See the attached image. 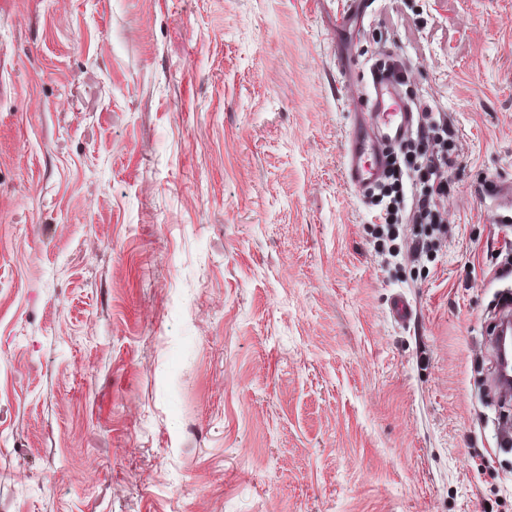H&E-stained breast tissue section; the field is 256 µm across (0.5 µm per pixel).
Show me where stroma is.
<instances>
[{
    "mask_svg": "<svg viewBox=\"0 0 512 512\" xmlns=\"http://www.w3.org/2000/svg\"><path fill=\"white\" fill-rule=\"evenodd\" d=\"M341 2L0 6V512H512V0ZM388 54L459 144L415 264L342 179ZM489 195H493L498 202L499 209L511 211V215H503L505 220H500L502 224H510L512 221V182L503 180H493L489 189L486 191Z\"/></svg>",
    "mask_w": 512,
    "mask_h": 512,
    "instance_id": "35a3bbf8",
    "label": "stroma"
}]
</instances>
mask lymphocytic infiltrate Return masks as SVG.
Returning <instances> with one entry per match:
<instances>
[{
  "label": "lymphocytic infiltrate",
  "mask_w": 512,
  "mask_h": 512,
  "mask_svg": "<svg viewBox=\"0 0 512 512\" xmlns=\"http://www.w3.org/2000/svg\"><path fill=\"white\" fill-rule=\"evenodd\" d=\"M419 120L393 151V160L378 191L383 205L377 215L382 242H392V229L404 225L403 254L417 261L429 257L447 234L444 200L452 190L453 133L442 113L430 105L418 109Z\"/></svg>",
  "instance_id": "obj_1"
}]
</instances>
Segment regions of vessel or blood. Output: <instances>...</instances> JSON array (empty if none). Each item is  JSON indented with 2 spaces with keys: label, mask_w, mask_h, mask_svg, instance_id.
<instances>
[{
  "label": "vessel or blood",
  "mask_w": 512,
  "mask_h": 512,
  "mask_svg": "<svg viewBox=\"0 0 512 512\" xmlns=\"http://www.w3.org/2000/svg\"><path fill=\"white\" fill-rule=\"evenodd\" d=\"M412 122L413 114L396 82L372 74L346 138L344 173L350 188L363 191L381 177L386 144L402 138Z\"/></svg>",
  "instance_id": "vessel-or-blood-1"
}]
</instances>
